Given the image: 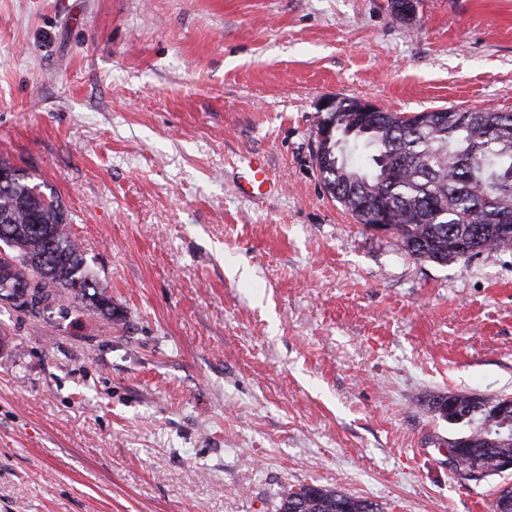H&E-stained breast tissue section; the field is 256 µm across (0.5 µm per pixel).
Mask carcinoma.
I'll return each instance as SVG.
<instances>
[{"mask_svg": "<svg viewBox=\"0 0 512 512\" xmlns=\"http://www.w3.org/2000/svg\"><path fill=\"white\" fill-rule=\"evenodd\" d=\"M443 126L401 119L397 112L377 114L380 126L367 134L365 152H352L353 166L321 175L330 198L356 223L372 227L373 207L394 209L393 225L408 255L417 261L446 263L463 257L461 242L479 252L512 249V110L443 108ZM61 202L45 195L18 168L0 183V243L13 255L0 258V299L17 309L63 311L77 301L112 318L108 286L89 275L83 253L68 229ZM454 400L457 411L437 410ZM502 397L472 398L470 393L433 395L428 413L464 430L448 440L461 446L454 468L479 466L496 474L499 459L512 456V409L508 434L483 427L484 405ZM382 512L380 504L335 488L302 484L281 492L279 512Z\"/></svg>", "mask_w": 512, "mask_h": 512, "instance_id": "obj_1", "label": "carcinoma"}]
</instances>
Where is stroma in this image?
Returning a JSON list of instances; mask_svg holds the SVG:
<instances>
[{
    "label": "stroma",
    "mask_w": 512,
    "mask_h": 512,
    "mask_svg": "<svg viewBox=\"0 0 512 512\" xmlns=\"http://www.w3.org/2000/svg\"><path fill=\"white\" fill-rule=\"evenodd\" d=\"M512 109V0H0V157L113 318L0 301V512H493L435 393L512 397V250L420 262L313 162L327 97ZM276 188L237 185L247 157ZM299 504L300 511L293 505ZM366 504L368 507H364ZM279 512H382L380 504L365 498L348 495L335 488L302 484L286 487L281 492Z\"/></svg>",
    "instance_id": "stroma-1"
}]
</instances>
